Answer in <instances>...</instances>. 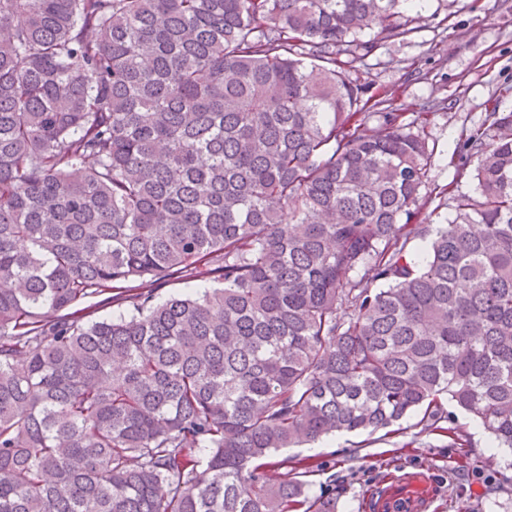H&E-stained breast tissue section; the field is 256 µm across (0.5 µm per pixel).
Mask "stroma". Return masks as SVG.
I'll use <instances>...</instances> for the list:
<instances>
[{
	"instance_id": "1",
	"label": "stroma",
	"mask_w": 512,
	"mask_h": 512,
	"mask_svg": "<svg viewBox=\"0 0 512 512\" xmlns=\"http://www.w3.org/2000/svg\"><path fill=\"white\" fill-rule=\"evenodd\" d=\"M407 16L411 33L378 41L349 77L364 97L402 104L404 121L430 107L423 134L433 155L419 204L440 224L454 215V195L475 191L467 134L485 121L490 101L512 109V94L501 92L512 85V0H425ZM468 432L470 446L454 447L417 411L396 432L336 434L279 455L307 460L309 495L335 498L336 512H368L370 495L420 472L430 481L428 512H512V468L489 451L477 422Z\"/></svg>"
}]
</instances>
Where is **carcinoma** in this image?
<instances>
[{"mask_svg":"<svg viewBox=\"0 0 512 512\" xmlns=\"http://www.w3.org/2000/svg\"><path fill=\"white\" fill-rule=\"evenodd\" d=\"M402 2L0 0V512H336L273 452L446 398L512 449V112L431 223L348 78Z\"/></svg>","mask_w":512,"mask_h":512,"instance_id":"obj_1","label":"carcinoma"}]
</instances>
